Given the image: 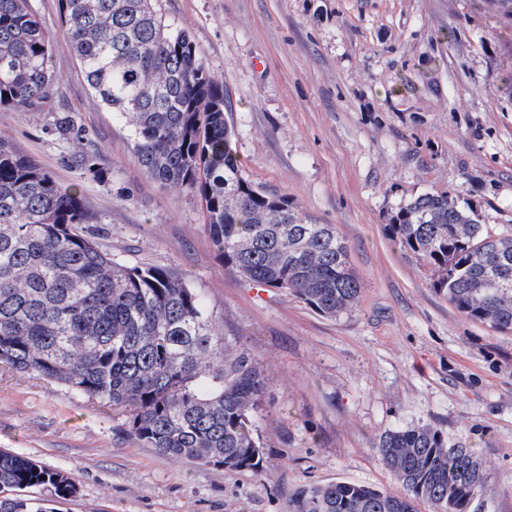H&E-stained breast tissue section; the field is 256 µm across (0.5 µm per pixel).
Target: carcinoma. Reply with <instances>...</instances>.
<instances>
[{
  "instance_id": "cac0c4a2",
  "label": "carcinoma",
  "mask_w": 512,
  "mask_h": 512,
  "mask_svg": "<svg viewBox=\"0 0 512 512\" xmlns=\"http://www.w3.org/2000/svg\"><path fill=\"white\" fill-rule=\"evenodd\" d=\"M157 3L59 0L89 88L125 119L148 177L200 196L212 242L240 279L328 317L351 310L361 288L336 225L311 223L288 196L244 176L224 87ZM57 79L30 0H0V108L56 111ZM90 223L76 188L0 136V364L120 411L128 433L159 455L262 472L267 375L182 279L114 261L84 230ZM388 230L463 317L512 332L511 224L497 229L452 192H426ZM371 448L401 492L302 485L287 512H417L420 502L480 512L490 476L474 448L430 424L389 430ZM37 487L59 499L76 492L66 473L1 449L0 512H48L28 495Z\"/></svg>"
}]
</instances>
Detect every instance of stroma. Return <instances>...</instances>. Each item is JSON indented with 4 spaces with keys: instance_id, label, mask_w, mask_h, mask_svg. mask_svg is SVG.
<instances>
[{
    "instance_id": "obj_1",
    "label": "stroma",
    "mask_w": 512,
    "mask_h": 512,
    "mask_svg": "<svg viewBox=\"0 0 512 512\" xmlns=\"http://www.w3.org/2000/svg\"><path fill=\"white\" fill-rule=\"evenodd\" d=\"M31 3L52 36L60 110L84 140L59 138L57 112L20 108L0 110V135L77 187L112 259L166 268L202 295L270 381L265 470L228 472L159 456L112 407L0 364V448L77 488L33 497L49 512H285L306 484L395 493L371 443L430 423L478 452L492 477L483 512H512V335L465 319L386 230L429 191L512 224V21L489 0H159L224 87L245 177L343 236L361 293L327 318L225 267L200 197L148 178L124 119L90 91L58 0Z\"/></svg>"
}]
</instances>
